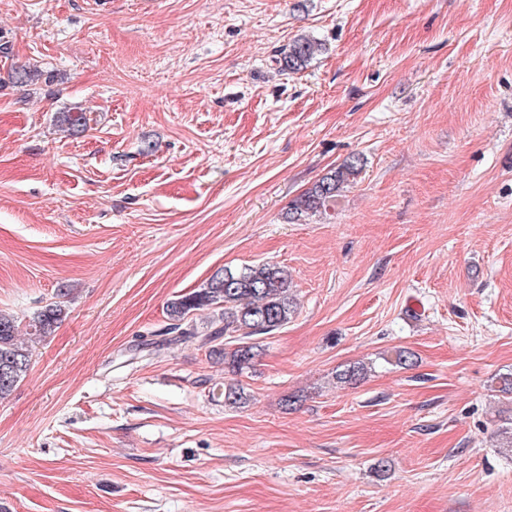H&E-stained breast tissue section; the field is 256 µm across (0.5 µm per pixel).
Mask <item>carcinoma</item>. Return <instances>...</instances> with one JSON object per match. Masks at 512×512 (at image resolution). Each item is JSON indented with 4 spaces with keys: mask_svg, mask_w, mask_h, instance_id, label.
I'll use <instances>...</instances> for the list:
<instances>
[{
    "mask_svg": "<svg viewBox=\"0 0 512 512\" xmlns=\"http://www.w3.org/2000/svg\"><path fill=\"white\" fill-rule=\"evenodd\" d=\"M321 49L316 40L300 36L288 46V52L279 59L282 71L301 70ZM61 124L73 134L86 127V116L76 107L60 116ZM361 161L352 158L330 171L311 188L289 202L286 218L298 223L326 211L343 188L359 173ZM205 309L218 310L210 328L201 331L189 316ZM296 311L290 292L288 271L276 264L247 265L239 269L216 271L206 283L193 291L177 296L167 305L170 323L165 334L174 335L173 341L201 339L209 348V357L222 360L233 373L252 365L258 356L259 345L252 338L271 335L288 324ZM65 310L50 303L35 313L30 327L32 342L50 337L64 317ZM17 319L0 312V399H6L23 380L32 363L31 346L20 340ZM367 367L354 363L336 371V382L353 385L364 379ZM219 397L224 405L235 408L245 403L243 388L227 383Z\"/></svg>",
    "mask_w": 512,
    "mask_h": 512,
    "instance_id": "1",
    "label": "carcinoma"
}]
</instances>
